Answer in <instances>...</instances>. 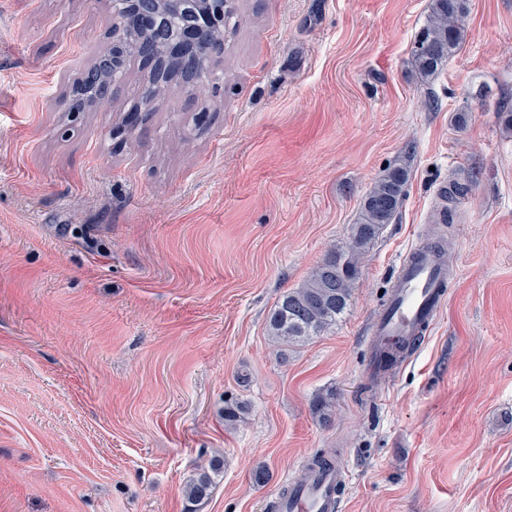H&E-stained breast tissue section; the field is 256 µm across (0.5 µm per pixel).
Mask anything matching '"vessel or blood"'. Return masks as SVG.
Returning a JSON list of instances; mask_svg holds the SVG:
<instances>
[{"label":"vessel or blood","mask_w":512,"mask_h":512,"mask_svg":"<svg viewBox=\"0 0 512 512\" xmlns=\"http://www.w3.org/2000/svg\"><path fill=\"white\" fill-rule=\"evenodd\" d=\"M447 284L448 266L438 256L436 246L424 242L411 245L398 264L383 310L371 326L366 381L385 375L386 355L427 333ZM346 477L342 465L319 468L310 479L292 482V490L279 502L277 512H339L337 489Z\"/></svg>","instance_id":"b4317fda"}]
</instances>
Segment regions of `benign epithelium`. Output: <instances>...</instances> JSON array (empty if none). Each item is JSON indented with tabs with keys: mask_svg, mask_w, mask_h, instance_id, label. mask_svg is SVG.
I'll return each instance as SVG.
<instances>
[{
	"mask_svg": "<svg viewBox=\"0 0 512 512\" xmlns=\"http://www.w3.org/2000/svg\"><path fill=\"white\" fill-rule=\"evenodd\" d=\"M111 41L74 85L67 111L75 114L98 106L110 90L126 83L127 62L142 66L139 100L124 128L130 132L153 111L165 84L192 87L198 111H208L198 94L216 79L235 0H109Z\"/></svg>",
	"mask_w": 512,
	"mask_h": 512,
	"instance_id": "1",
	"label": "benign epithelium"
}]
</instances>
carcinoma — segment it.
I'll return each instance as SVG.
<instances>
[{"instance_id": "obj_1", "label": "carcinoma", "mask_w": 512, "mask_h": 512, "mask_svg": "<svg viewBox=\"0 0 512 512\" xmlns=\"http://www.w3.org/2000/svg\"><path fill=\"white\" fill-rule=\"evenodd\" d=\"M468 0H431L430 10L411 52V66L428 81L460 47L465 37ZM408 167L389 166L362 199L358 221L348 226L345 242L329 248L307 279L277 301L268 319L272 341L291 345L326 333L350 307L361 259L384 227L393 223L406 196ZM213 486L205 473L188 486L193 500L208 497Z\"/></svg>"}]
</instances>
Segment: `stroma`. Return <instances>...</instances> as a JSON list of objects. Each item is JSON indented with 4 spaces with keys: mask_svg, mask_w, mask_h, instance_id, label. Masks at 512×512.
I'll return each mask as SVG.
<instances>
[{
    "mask_svg": "<svg viewBox=\"0 0 512 512\" xmlns=\"http://www.w3.org/2000/svg\"><path fill=\"white\" fill-rule=\"evenodd\" d=\"M429 6L240 0L209 112L169 86L123 141L138 62L108 103L64 104L108 42L107 0H0V512H272L318 453L349 472L342 512H512V0H469L424 84L410 55ZM401 156L405 200L348 312L274 345L279 297ZM460 176L453 222L431 223ZM428 239L447 297L367 384L382 292Z\"/></svg>",
    "mask_w": 512,
    "mask_h": 512,
    "instance_id": "obj_1",
    "label": "stroma"
}]
</instances>
